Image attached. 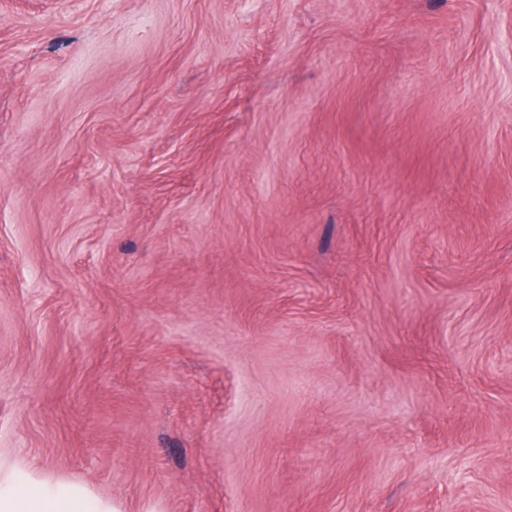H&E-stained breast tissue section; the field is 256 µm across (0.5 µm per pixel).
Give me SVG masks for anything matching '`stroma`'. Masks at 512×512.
I'll return each mask as SVG.
<instances>
[{"label":"stroma","mask_w":512,"mask_h":512,"mask_svg":"<svg viewBox=\"0 0 512 512\" xmlns=\"http://www.w3.org/2000/svg\"><path fill=\"white\" fill-rule=\"evenodd\" d=\"M0 471L512 512V0H0Z\"/></svg>","instance_id":"35a3bbf8"}]
</instances>
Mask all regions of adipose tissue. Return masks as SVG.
<instances>
[{
	"label": "adipose tissue",
	"mask_w": 512,
	"mask_h": 512,
	"mask_svg": "<svg viewBox=\"0 0 512 512\" xmlns=\"http://www.w3.org/2000/svg\"><path fill=\"white\" fill-rule=\"evenodd\" d=\"M0 512H103L85 495L41 485L0 486Z\"/></svg>",
	"instance_id": "1"
}]
</instances>
